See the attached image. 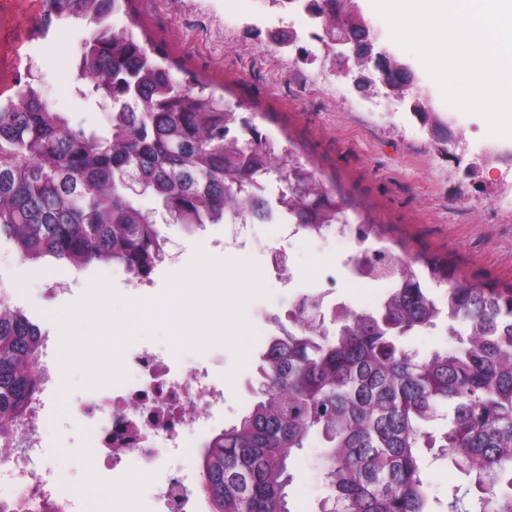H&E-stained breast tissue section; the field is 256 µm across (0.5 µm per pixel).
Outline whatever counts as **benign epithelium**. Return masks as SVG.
I'll list each match as a JSON object with an SVG mask.
<instances>
[{"mask_svg": "<svg viewBox=\"0 0 512 512\" xmlns=\"http://www.w3.org/2000/svg\"><path fill=\"white\" fill-rule=\"evenodd\" d=\"M320 54L308 60L332 59L338 72L353 76L354 87L366 97L381 95L409 108L413 115L429 111L414 75L404 63L384 50H374L367 20L355 6L343 16L336 34L318 38Z\"/></svg>", "mask_w": 512, "mask_h": 512, "instance_id": "obj_1", "label": "benign epithelium"}]
</instances>
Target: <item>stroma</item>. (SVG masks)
Segmentation results:
<instances>
[{"instance_id": "stroma-1", "label": "stroma", "mask_w": 512, "mask_h": 512, "mask_svg": "<svg viewBox=\"0 0 512 512\" xmlns=\"http://www.w3.org/2000/svg\"><path fill=\"white\" fill-rule=\"evenodd\" d=\"M225 0H133L131 5L150 47L161 48L178 76L193 75L223 90L263 132L291 143L299 160L346 202L376 220L383 235L401 256L435 258L472 281L512 284V140L489 135L478 115L449 106L423 65L391 44L376 17L368 22L379 48L399 55L416 77L442 127L429 132L402 106L365 98L351 78L338 76L330 61H303L294 49H283L270 38L267 0H234V20L224 18ZM85 35L82 27L54 23L31 52L40 71L44 99L62 111L71 125L104 132L109 113L70 91V71ZM463 136V148L453 137ZM500 155L486 163L488 152ZM180 259L155 271L154 284L136 288L123 269L93 264L82 269L44 258L22 259L12 241L0 237V303L22 310L44 335L58 336L59 313L80 301L91 282L107 278L123 298L158 299L167 291L169 275L190 265L196 251L212 257L221 252L215 241L224 232L213 224L206 231L164 226ZM264 275L265 295L250 299L244 309L255 336L245 358L224 345L201 352L178 351L159 324L140 332L135 344L173 357L186 370H203L225 392L216 410L218 427L237 423L250 408L256 365L271 334L276 333L298 296L311 289L327 292L328 303L356 309L378 304L387 287L350 279L346 256L331 235L284 240L276 226L253 227L245 254ZM54 280L70 284L68 292L49 294ZM45 393L47 410L41 429L44 448L31 467L33 475L55 480L62 496H82L92 512H105L114 486L139 479L130 512H161L155 485L167 479L197 486V462L203 442L199 430H188L181 450L185 464L139 477L134 458L119 464L94 457L87 441L95 423L79 407L90 395L79 377H65L53 360ZM294 479L288 488L294 512H316L325 497L322 450L317 441L288 461Z\"/></svg>"}]
</instances>
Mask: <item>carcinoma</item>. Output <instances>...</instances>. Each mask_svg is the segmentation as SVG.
I'll use <instances>...</instances> for the list:
<instances>
[{
	"mask_svg": "<svg viewBox=\"0 0 512 512\" xmlns=\"http://www.w3.org/2000/svg\"><path fill=\"white\" fill-rule=\"evenodd\" d=\"M132 0H47L41 36L56 21L87 28L74 63L73 93L112 105L104 134L69 124L25 81L24 101L0 112V237L21 258L51 257L76 268H122L145 280L168 244L164 219L187 230L245 214L263 224L271 203L259 191L279 174L276 204L308 234L348 224L346 207L291 150L243 120L209 85L177 76L112 16ZM336 30L342 0H300ZM346 263L390 288L372 309L304 294L288 325L260 354L250 410L204 447L199 489L210 512H292L288 459L315 438L323 448L327 495L319 512H512V287L456 276L437 260L396 256L376 224ZM422 269L415 268V265ZM447 286V309L432 290ZM446 325L451 348L426 356L405 339ZM41 331L0 304V444L40 391L34 343ZM439 454L466 481L431 495L423 460ZM19 512H57L30 497Z\"/></svg>",
	"mask_w": 512,
	"mask_h": 512,
	"instance_id": "cac0c4a2",
	"label": "carcinoma"
}]
</instances>
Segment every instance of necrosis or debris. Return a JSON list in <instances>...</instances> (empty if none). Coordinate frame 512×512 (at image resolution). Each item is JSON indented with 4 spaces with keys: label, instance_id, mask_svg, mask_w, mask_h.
Segmentation results:
<instances>
[{
    "label": "necrosis or debris",
    "instance_id": "obj_1",
    "mask_svg": "<svg viewBox=\"0 0 512 512\" xmlns=\"http://www.w3.org/2000/svg\"><path fill=\"white\" fill-rule=\"evenodd\" d=\"M45 10L46 0H0V111L18 102L25 63L40 39L34 22ZM125 364L139 371L140 381L107 385L82 408L98 422L89 446L116 462L134 456L140 470L150 474L181 447L192 425L190 413L212 418L224 404V391L205 372L176 373L170 360L146 347L133 349ZM44 416V399L35 396L19 426L21 449L11 459L16 474L28 473L39 454Z\"/></svg>",
    "mask_w": 512,
    "mask_h": 512
}]
</instances>
